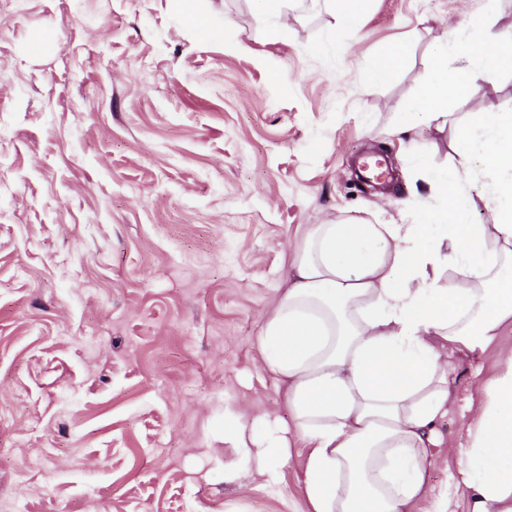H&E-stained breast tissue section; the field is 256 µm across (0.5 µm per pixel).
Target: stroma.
I'll return each mask as SVG.
<instances>
[{
	"instance_id": "1",
	"label": "stroma",
	"mask_w": 512,
	"mask_h": 512,
	"mask_svg": "<svg viewBox=\"0 0 512 512\" xmlns=\"http://www.w3.org/2000/svg\"><path fill=\"white\" fill-rule=\"evenodd\" d=\"M484 0H0V512H307L297 463L247 474L229 434L290 421L258 341L306 225L405 224L453 130L392 134L440 37ZM204 20L191 27L187 15ZM45 48L31 55L30 44ZM406 44L368 87L365 64ZM512 113V70L453 102ZM381 152L387 185L361 190ZM433 512L496 350L447 346ZM341 28H352L364 12L368 0H328ZM408 50L404 44H392L385 47L366 65L370 85L387 82L404 65Z\"/></svg>"
}]
</instances>
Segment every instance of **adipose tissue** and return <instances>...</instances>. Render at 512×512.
<instances>
[{
    "label": "adipose tissue",
    "mask_w": 512,
    "mask_h": 512,
    "mask_svg": "<svg viewBox=\"0 0 512 512\" xmlns=\"http://www.w3.org/2000/svg\"><path fill=\"white\" fill-rule=\"evenodd\" d=\"M496 11L490 0L438 40L422 106L399 113L396 131L442 128L451 101L512 67V32L496 30ZM454 141L441 169L417 147L414 175L431 200L410 223L307 225L265 316L259 340L292 427L271 428L259 447L244 424L232 436L260 463L290 461L292 441L304 443L310 512H414L448 410L453 367L438 341L482 353L512 321V113L485 104L455 125ZM481 203L491 223H473ZM465 431L455 486L468 512H512V348Z\"/></svg>",
    "instance_id": "adipose-tissue-1"
}]
</instances>
